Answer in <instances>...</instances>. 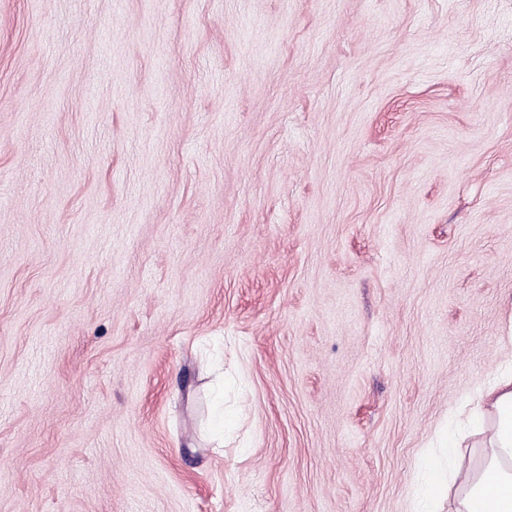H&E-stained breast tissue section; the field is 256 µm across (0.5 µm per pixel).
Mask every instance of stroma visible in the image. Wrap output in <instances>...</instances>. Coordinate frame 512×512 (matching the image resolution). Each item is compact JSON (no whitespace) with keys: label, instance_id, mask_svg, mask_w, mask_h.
I'll return each instance as SVG.
<instances>
[{"label":"stroma","instance_id":"obj_1","mask_svg":"<svg viewBox=\"0 0 512 512\" xmlns=\"http://www.w3.org/2000/svg\"><path fill=\"white\" fill-rule=\"evenodd\" d=\"M511 317L512 0H0V512H412Z\"/></svg>","mask_w":512,"mask_h":512}]
</instances>
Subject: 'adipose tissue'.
<instances>
[{
	"mask_svg": "<svg viewBox=\"0 0 512 512\" xmlns=\"http://www.w3.org/2000/svg\"><path fill=\"white\" fill-rule=\"evenodd\" d=\"M470 414L487 432L483 472L459 488L455 512H512V360L472 400Z\"/></svg>",
	"mask_w": 512,
	"mask_h": 512,
	"instance_id": "obj_1",
	"label": "adipose tissue"
}]
</instances>
